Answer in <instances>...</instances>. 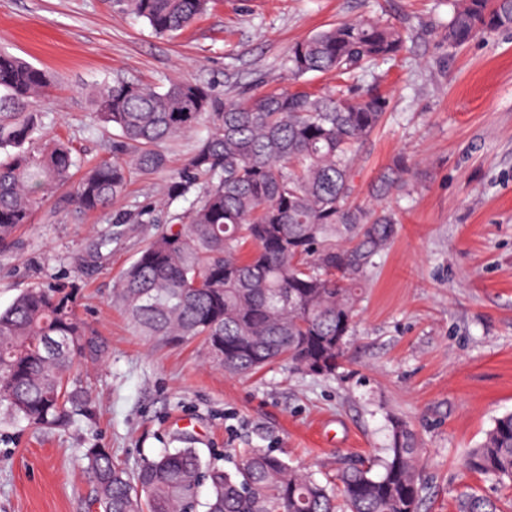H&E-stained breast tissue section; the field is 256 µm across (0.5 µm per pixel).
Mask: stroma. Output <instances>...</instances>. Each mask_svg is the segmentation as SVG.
<instances>
[{"label": "stroma", "instance_id": "obj_1", "mask_svg": "<svg viewBox=\"0 0 512 512\" xmlns=\"http://www.w3.org/2000/svg\"><path fill=\"white\" fill-rule=\"evenodd\" d=\"M447 16L442 0H212L170 38L111 0H0V52L50 80L19 111L37 113L45 135L70 140L89 163L108 154L106 134L87 117L103 82L190 80L236 98L281 87L295 41L340 21L392 20L408 40L382 82L390 118L357 158L356 183L366 189L398 154L421 179L416 194L390 200L401 222L334 377L284 364L232 376L201 341L154 344L113 306L115 282L154 228L112 215L154 201L167 173L134 175L102 212L76 213L65 192L49 197L0 259V308L32 284L59 281L109 355L89 369L94 421L46 433L0 408V512H98L80 460L89 447L134 469L176 448L186 427L203 459L224 468L246 449L269 448L321 477L380 456L394 416L412 425L422 450L421 512H457L466 489L512 512V488L459 467L512 410V29L452 51L440 28ZM104 231L114 242L98 258Z\"/></svg>", "mask_w": 512, "mask_h": 512}]
</instances>
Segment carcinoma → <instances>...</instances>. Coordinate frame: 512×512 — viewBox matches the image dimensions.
<instances>
[{"label": "carcinoma", "mask_w": 512, "mask_h": 512, "mask_svg": "<svg viewBox=\"0 0 512 512\" xmlns=\"http://www.w3.org/2000/svg\"><path fill=\"white\" fill-rule=\"evenodd\" d=\"M448 48L512 29V0H448ZM152 32L170 37L207 9L208 0H114ZM406 34L383 20L341 21L294 42L284 66L297 81L334 74L320 93L271 89L220 99L201 83L163 89L116 79L90 96V118L112 130V156L86 169L74 147L46 139L34 112H0V252L31 226L43 202L73 188L75 209H104L135 173L169 166L161 150L201 122L207 135L173 171L164 204L194 197L183 214L147 237L123 271L113 302L135 331L167 343L203 340L214 363L231 375L284 362L296 371L334 376L347 344L368 272L397 233V210L418 172L400 156L354 202V161L383 124L387 97L361 83L402 52ZM40 69L0 52V101L35 98L47 86ZM114 224H158L157 206ZM107 348L76 313L70 290L50 283L23 289L0 309V404L10 418L45 431L64 430L95 410L84 379ZM145 461L134 472L106 448L83 457L96 483L100 512H419L424 486L421 449L401 419L388 426L384 455L337 469L321 482L274 451L252 448L232 469L203 461L195 439ZM462 467L512 485V412L495 418L462 459ZM209 488L205 503L201 485ZM459 512H499L475 491Z\"/></svg>", "instance_id": "obj_1"}]
</instances>
